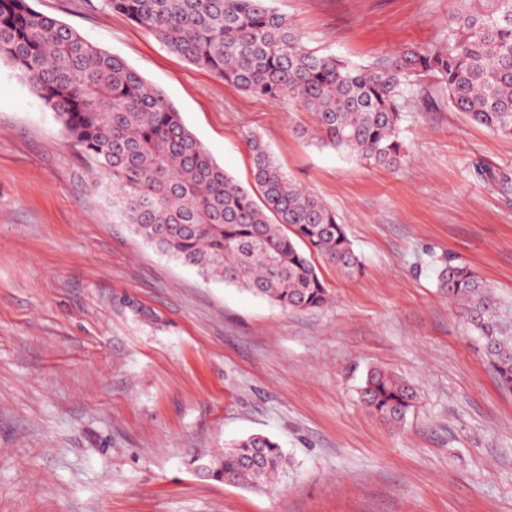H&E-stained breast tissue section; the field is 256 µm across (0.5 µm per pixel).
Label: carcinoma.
Instances as JSON below:
<instances>
[{"mask_svg":"<svg viewBox=\"0 0 512 512\" xmlns=\"http://www.w3.org/2000/svg\"><path fill=\"white\" fill-rule=\"evenodd\" d=\"M169 51L270 102L289 99L313 115V139L366 167L406 157L402 112L431 78L448 103L490 133L512 138V0H480L452 16L440 42L356 65L303 45L270 0H106ZM0 60L31 86L78 151L112 184L122 223L207 280L243 288L285 311L319 309L328 290L317 254L362 271L344 225L295 182L256 133L245 136L260 200L218 165L167 95L121 57L29 4L0 0ZM441 292L464 318L500 384L512 388V311L469 267L446 259ZM362 399L398 425L417 392L381 368L368 370ZM198 469L226 484L260 489L286 469L279 444L252 435Z\"/></svg>","mask_w":512,"mask_h":512,"instance_id":"cac0c4a2","label":"carcinoma"}]
</instances>
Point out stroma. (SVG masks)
I'll list each match as a JSON object with an SVG mask.
<instances>
[{
  "instance_id": "35a3bbf8",
  "label": "stroma",
  "mask_w": 512,
  "mask_h": 512,
  "mask_svg": "<svg viewBox=\"0 0 512 512\" xmlns=\"http://www.w3.org/2000/svg\"><path fill=\"white\" fill-rule=\"evenodd\" d=\"M33 7L163 90L225 172L246 132L335 210L360 256L314 264L327 306L285 312L207 281L121 223L99 175L0 61V512H512V390L460 309L444 257L512 306V138L431 85L401 121L398 168L314 145L311 113L225 84L104 0ZM311 49L367 63L439 41L457 0H273ZM381 366L418 400L396 427L360 400ZM261 433L271 489L197 469Z\"/></svg>"
}]
</instances>
